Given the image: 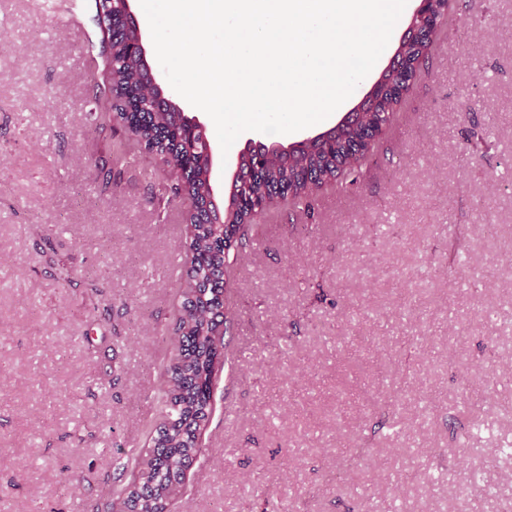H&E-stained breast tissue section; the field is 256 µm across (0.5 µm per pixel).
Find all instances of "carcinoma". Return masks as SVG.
Returning <instances> with one entry per match:
<instances>
[{"instance_id":"obj_1","label":"carcinoma","mask_w":512,"mask_h":512,"mask_svg":"<svg viewBox=\"0 0 512 512\" xmlns=\"http://www.w3.org/2000/svg\"><path fill=\"white\" fill-rule=\"evenodd\" d=\"M97 24L100 31L112 30L121 23L112 16L110 0L96 4ZM102 79L109 86L111 109H119L120 99L135 93H146L141 71V59L127 54L113 42H102ZM144 122L133 129L140 141L152 144L150 157H172L168 179L175 197L188 201L190 243L186 255V276L203 283V288L193 293L186 291L177 331L181 336L178 354L172 359L167 373L170 389L164 401L165 423L154 439L153 455L137 463L134 481L125 489V500L138 502L140 512H159L160 504L172 492L173 471L182 459L196 457L203 452L193 434L199 427V414L207 405L212 393L215 365L223 337L217 325L209 320V313L221 306L224 281L217 276L223 267L237 261L238 244L224 250L226 230L240 232L245 214L236 203L223 198L229 211L224 213L222 224H202L198 213L204 211L210 194V144L198 140L191 144L178 139L183 125V112L173 104L164 112H148ZM341 153H330L322 147L300 151L280 157L257 171L249 185L252 198L260 201L276 187H286L291 197L303 199L307 187L302 175L306 171L318 173L317 182L323 184L336 178V160Z\"/></svg>"}]
</instances>
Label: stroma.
Listing matches in <instances>:
<instances>
[{
	"instance_id": "35a3bbf8",
	"label": "stroma",
	"mask_w": 512,
	"mask_h": 512,
	"mask_svg": "<svg viewBox=\"0 0 512 512\" xmlns=\"http://www.w3.org/2000/svg\"><path fill=\"white\" fill-rule=\"evenodd\" d=\"M62 6L0 0V512H123L178 348L189 206L97 107L95 0ZM164 94L216 196L276 140L222 152ZM362 167L245 226L171 512H512V0H448ZM283 146L272 145L267 146L260 142H253L248 140L243 151L239 154L236 163V170L233 174L232 183L239 181L244 174L248 173L250 169H253L250 164L251 158H253V164L259 167L270 159L274 154L280 155L282 153ZM246 160V163H243Z\"/></svg>"
}]
</instances>
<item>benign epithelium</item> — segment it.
Segmentation results:
<instances>
[{"label":"benign epithelium","instance_id":"1","mask_svg":"<svg viewBox=\"0 0 512 512\" xmlns=\"http://www.w3.org/2000/svg\"><path fill=\"white\" fill-rule=\"evenodd\" d=\"M113 8L118 11L125 26L136 31V38L125 42V45L140 58H146L142 35L139 32V27L132 12L130 0H113ZM447 11V0H419V5L412 14L410 23L400 40L395 55H393L388 67L373 83L360 103L352 111L346 113L332 128L316 135L308 136L301 141L291 143L288 145V148H302L314 142L326 147L334 146L336 145V130L346 126L360 127L364 125L366 112L378 97L389 92L399 99L403 98L414 80V75L407 68L404 51L420 35L432 36L434 31L443 22ZM281 153L282 146L280 145L267 146L260 142L247 141L243 151L237 158L236 170L232 181L240 180L244 174L250 171L251 166L248 165V162L251 161L254 165L260 166L272 156Z\"/></svg>","mask_w":512,"mask_h":512}]
</instances>
